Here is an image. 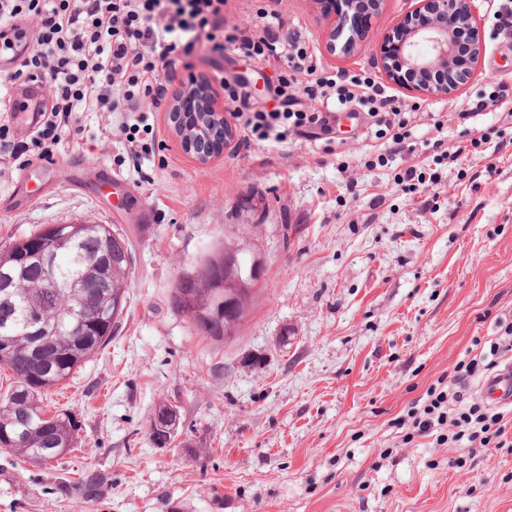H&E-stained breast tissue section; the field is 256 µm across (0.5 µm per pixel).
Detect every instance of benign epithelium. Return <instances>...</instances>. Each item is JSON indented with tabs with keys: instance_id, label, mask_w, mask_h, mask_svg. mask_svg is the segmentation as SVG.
<instances>
[{
	"instance_id": "obj_1",
	"label": "benign epithelium",
	"mask_w": 512,
	"mask_h": 512,
	"mask_svg": "<svg viewBox=\"0 0 512 512\" xmlns=\"http://www.w3.org/2000/svg\"><path fill=\"white\" fill-rule=\"evenodd\" d=\"M342 3L345 14L330 27V45L334 46L341 40L342 48L350 52L357 43L372 39L378 48L381 70L395 85L423 96L446 95L471 79L480 54V42H475L465 52L455 37L459 29L478 31L469 0H418V6L398 24V28L405 30L398 49L402 63L408 73L414 76L410 81L394 68L386 52L394 31L372 32L363 25H348L350 12L355 10L357 0H342ZM193 91L206 100L204 112L209 118L208 124L197 130V133L202 137L219 136L221 148L212 153V156L217 157L223 153V145L233 139L234 131L225 116L220 94L213 85L201 82L193 87ZM179 109L180 103H173L169 107L168 120L173 125L177 144L183 152L189 154L194 152L195 140L189 130L176 120ZM210 157L199 154L197 160L204 165L210 161ZM25 328L37 345L41 346L48 338L52 325L45 322L38 309L34 308Z\"/></svg>"
}]
</instances>
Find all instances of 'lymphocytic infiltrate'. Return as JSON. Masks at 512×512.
<instances>
[{"mask_svg":"<svg viewBox=\"0 0 512 512\" xmlns=\"http://www.w3.org/2000/svg\"><path fill=\"white\" fill-rule=\"evenodd\" d=\"M227 0H0V25L21 24L32 48L19 63L0 77V93L12 86L51 84V107L28 141H19L10 123L0 124V159L19 167L36 161L54 163V152L64 138L80 134L78 113L116 115L126 136V162L140 172L146 145L139 135H154L153 113L165 103L164 83L176 68H193L233 49L280 69L277 96L284 111L254 109L242 81L225 84L238 108L233 117L246 135L266 145H283L289 132L304 128L328 129L327 106L358 104L385 113L386 150L409 151L407 133L396 117L395 99L371 76L329 73L313 64L305 46L282 32L284 20L273 9L260 13V30L226 27ZM321 103L317 112L303 108L304 99ZM483 359L459 363L453 385L430 390L422 409L411 412L412 435L435 437L439 444L460 436L483 448L506 444L501 414L479 405L462 408V388L486 371ZM452 433H444L445 425Z\"/></svg>","mask_w":512,"mask_h":512,"instance_id":"f902f5d3","label":"lymphocytic infiltrate"}]
</instances>
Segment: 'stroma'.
<instances>
[{"instance_id": "stroma-1", "label": "stroma", "mask_w": 512, "mask_h": 512, "mask_svg": "<svg viewBox=\"0 0 512 512\" xmlns=\"http://www.w3.org/2000/svg\"><path fill=\"white\" fill-rule=\"evenodd\" d=\"M481 51L447 96L393 87L410 154H384L370 116L337 112L333 140L286 147L231 142L208 165L154 115L162 162L139 180L113 117L80 113L78 140L54 165L0 177V249L50 224H109L134 245L128 306L111 342L51 388L49 409L81 424L77 448L39 469L0 450V512H512V447L404 443L396 425L475 341L512 325V123L477 110L482 89L512 84V33L495 0H472ZM274 8L321 67L380 74L372 41L331 54L315 0H228V26L252 29ZM224 73L276 111L275 67L224 54ZM461 110L472 117L449 121ZM487 136L479 152L436 163L447 146ZM494 164V176L484 168ZM435 176L409 193L407 166ZM114 173L127 196L102 184ZM248 246L263 270L232 336L216 341L170 307L181 275L218 246ZM179 408L182 442L147 434L156 407ZM195 443L194 452L183 441ZM99 498L62 494L84 471Z\"/></svg>"}]
</instances>
